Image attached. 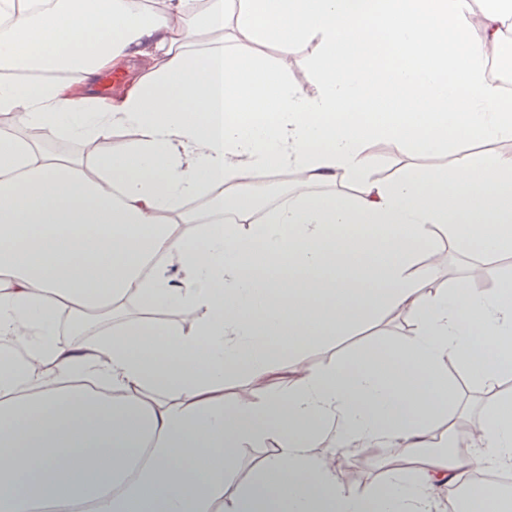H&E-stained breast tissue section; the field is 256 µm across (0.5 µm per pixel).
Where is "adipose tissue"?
I'll return each instance as SVG.
<instances>
[{
	"instance_id": "1",
	"label": "adipose tissue",
	"mask_w": 512,
	"mask_h": 512,
	"mask_svg": "<svg viewBox=\"0 0 512 512\" xmlns=\"http://www.w3.org/2000/svg\"><path fill=\"white\" fill-rule=\"evenodd\" d=\"M507 30L512 0H211L191 17L172 0H0V112L31 130L0 131V512H435L477 460L431 450L460 406L448 363L488 387L512 374V280L438 288L415 258L435 227L512 252V156L380 183L364 146L512 140V102L486 74ZM203 32L222 44L201 55L188 44ZM268 40L284 56L319 43L309 87L235 48ZM126 69L115 101L96 95ZM115 126L127 147L89 165L37 138ZM280 169L293 201L252 221L253 186ZM339 175L357 199L312 193ZM201 194L217 211L232 199L235 222L183 210ZM152 257L177 258L190 285L144 273ZM132 295L195 325L113 323ZM387 308L414 323L396 348L284 365ZM284 369L288 385L250 389ZM328 436L331 452L385 449L376 509L329 466ZM477 440L484 461L512 463L511 398ZM267 441L276 453L239 486L227 460Z\"/></svg>"
}]
</instances>
